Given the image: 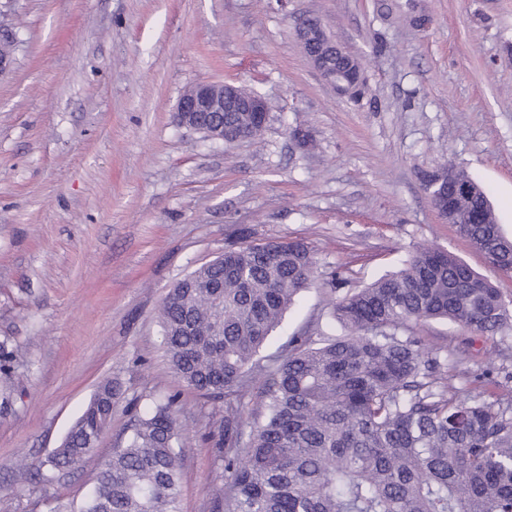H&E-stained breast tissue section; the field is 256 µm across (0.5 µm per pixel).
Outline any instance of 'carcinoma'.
<instances>
[{"mask_svg": "<svg viewBox=\"0 0 512 512\" xmlns=\"http://www.w3.org/2000/svg\"><path fill=\"white\" fill-rule=\"evenodd\" d=\"M442 193L468 183L448 214L457 235L512 277V236L485 189L450 164ZM318 269L302 240L227 248L174 284L159 309L171 369L224 403L215 442L224 512H512V396L448 383L410 325L444 319L470 334L512 329V302L456 255L426 245L400 270L334 299L344 331L292 336L276 365L256 356ZM264 378L251 431L245 397ZM100 383L47 463L43 481L87 460L112 422ZM173 398L153 402L98 467L80 512H180L183 452Z\"/></svg>", "mask_w": 512, "mask_h": 512, "instance_id": "1", "label": "carcinoma"}]
</instances>
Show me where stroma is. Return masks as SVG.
Listing matches in <instances>:
<instances>
[{
    "instance_id": "stroma-1",
    "label": "stroma",
    "mask_w": 512,
    "mask_h": 512,
    "mask_svg": "<svg viewBox=\"0 0 512 512\" xmlns=\"http://www.w3.org/2000/svg\"><path fill=\"white\" fill-rule=\"evenodd\" d=\"M317 17L365 66L339 96L295 27ZM19 33L0 77V512H79L97 464L137 411L178 395L181 512H224L210 435L221 404L172 371L158 310L173 284L248 240L305 239L320 276L272 332H328L329 274L342 292L400 267L417 247L454 253L512 300V277L439 216L423 171L454 162L484 187L512 235V0H0V38ZM202 81L266 98L260 139L231 145L179 127ZM311 137L301 146L293 130ZM454 344L448 380L492 400L512 330L413 326ZM116 383L92 457L43 485L48 456L96 386Z\"/></svg>"
}]
</instances>
